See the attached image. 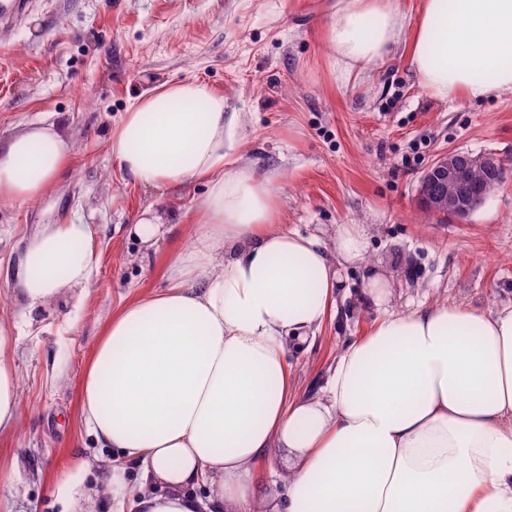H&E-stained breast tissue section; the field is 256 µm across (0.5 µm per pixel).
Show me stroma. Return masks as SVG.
<instances>
[{"label": "stroma", "instance_id": "obj_1", "mask_svg": "<svg viewBox=\"0 0 512 512\" xmlns=\"http://www.w3.org/2000/svg\"><path fill=\"white\" fill-rule=\"evenodd\" d=\"M333 0H32L0 44V140L30 123L56 125L70 170L40 200H0V316L18 323L19 421L0 438V512H62L94 488L100 448L85 429L77 387L112 315L165 287L206 195L202 180L130 182L109 152L112 132L145 91L182 79L224 94L240 124L224 149L279 176L282 222L332 242L340 224L370 229L394 307L435 300L487 309L512 301V92L455 106L422 90L403 51L368 78L338 86L318 37ZM494 153L506 180L464 221L426 218L421 175L444 152ZM167 216L153 247L135 235L146 210ZM71 220L93 231L90 286L71 285L34 313L14 289L26 239ZM335 305L314 337L290 349L302 394L324 386L344 341L378 313L360 302L365 267L340 270Z\"/></svg>", "mask_w": 512, "mask_h": 512}]
</instances>
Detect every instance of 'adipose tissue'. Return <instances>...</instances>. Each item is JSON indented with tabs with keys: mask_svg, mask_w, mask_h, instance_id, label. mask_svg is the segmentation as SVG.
Instances as JSON below:
<instances>
[{
	"mask_svg": "<svg viewBox=\"0 0 512 512\" xmlns=\"http://www.w3.org/2000/svg\"><path fill=\"white\" fill-rule=\"evenodd\" d=\"M320 37L343 85L400 45L440 100L512 91V0H422L410 23L400 0H336ZM237 125L223 92L185 79L141 94L112 133L137 183L208 185L166 287L112 317L77 391L111 451L97 467L112 512H512V303L401 312L371 265L362 295L382 316L341 347L320 395L302 396L287 350L324 323L339 267L366 262L369 235L342 224L328 244L286 228L276 174L224 151ZM71 165L58 128L30 124L0 144V200L34 202ZM91 241L77 222L28 238L15 284L28 311L89 284ZM16 330L0 318V436L19 417ZM282 448L296 462L274 491L259 465Z\"/></svg>",
	"mask_w": 512,
	"mask_h": 512,
	"instance_id": "adipose-tissue-1",
	"label": "adipose tissue"
}]
</instances>
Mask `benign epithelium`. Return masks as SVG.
<instances>
[{"label":"benign epithelium","mask_w":512,"mask_h":512,"mask_svg":"<svg viewBox=\"0 0 512 512\" xmlns=\"http://www.w3.org/2000/svg\"><path fill=\"white\" fill-rule=\"evenodd\" d=\"M476 166L489 174L484 193L474 195L467 185L469 168ZM504 162L490 153L448 151L439 155L420 178L418 200L428 213L449 212L458 221L467 219L499 185Z\"/></svg>","instance_id":"benign-epithelium-1"}]
</instances>
